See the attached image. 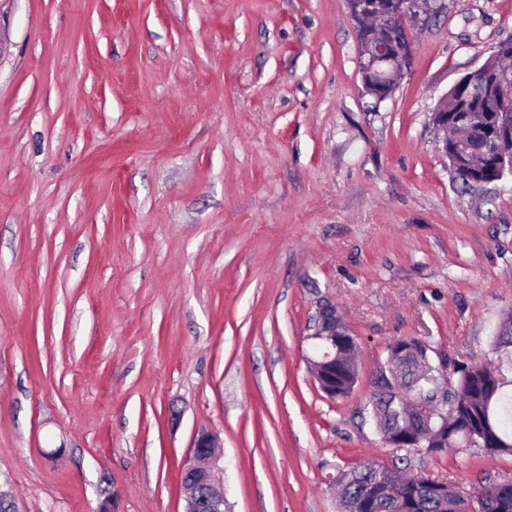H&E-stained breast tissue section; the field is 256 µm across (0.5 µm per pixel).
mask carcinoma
<instances>
[{"instance_id": "obj_1", "label": "carcinoma", "mask_w": 512, "mask_h": 512, "mask_svg": "<svg viewBox=\"0 0 512 512\" xmlns=\"http://www.w3.org/2000/svg\"><path fill=\"white\" fill-rule=\"evenodd\" d=\"M461 105L481 115L499 112L503 101L486 92ZM336 346V398L347 396L355 384L356 338L344 324L336 323V339L322 340ZM492 347L498 360L512 367V315L497 326ZM444 364L432 363L428 347L416 340L398 344L395 356L377 377L372 399L375 426L382 440L388 432L417 443L424 434L427 451L445 448L464 451L471 447L489 453L512 454V397L501 368L480 362L459 364L454 377L442 380ZM406 395L393 400L392 391ZM445 391V417H432L427 408L438 392ZM343 512H512V486L500 484L485 494L471 493L456 485L441 492L420 476H404L399 467L357 465L336 477Z\"/></svg>"}]
</instances>
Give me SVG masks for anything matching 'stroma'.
Here are the masks:
<instances>
[{"label":"stroma","mask_w":512,"mask_h":512,"mask_svg":"<svg viewBox=\"0 0 512 512\" xmlns=\"http://www.w3.org/2000/svg\"><path fill=\"white\" fill-rule=\"evenodd\" d=\"M0 492L10 512H183L218 439L232 512H339V470L407 458L477 492L512 455L384 444L385 347L496 362L512 176L465 187L431 114L512 38L445 0L375 102L347 0H0ZM359 346L312 363L321 303ZM339 321V322H338ZM336 320V306L330 303L322 304L319 308L316 328L313 336L315 339L322 340L324 336H336V394L335 399L346 397L355 384V351L357 342L355 336H352L340 320ZM322 343L326 345L322 360L317 362L316 378L321 390L327 385L328 371L326 366L334 363L333 353L328 347L335 343V337L332 340L324 339Z\"/></svg>","instance_id":"obj_1"}]
</instances>
